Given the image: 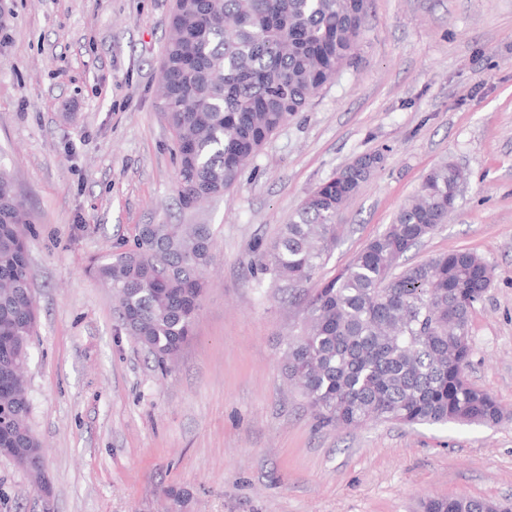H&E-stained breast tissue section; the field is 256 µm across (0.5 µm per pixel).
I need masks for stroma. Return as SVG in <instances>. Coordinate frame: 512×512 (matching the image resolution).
<instances>
[{"label":"stroma","mask_w":512,"mask_h":512,"mask_svg":"<svg viewBox=\"0 0 512 512\" xmlns=\"http://www.w3.org/2000/svg\"><path fill=\"white\" fill-rule=\"evenodd\" d=\"M172 0H0V165L30 212L37 302L29 425L50 490L0 456V512H420L428 496L512 500V0H372L349 67L199 211L175 192L156 88ZM381 168L337 219L330 280L391 224L423 176L466 173L414 263L477 254L468 376L494 427L318 426L285 377L299 322L255 270L313 188L357 156ZM208 224L216 261L173 369L119 327L92 258L143 224Z\"/></svg>","instance_id":"35a3bbf8"}]
</instances>
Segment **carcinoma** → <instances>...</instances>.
Here are the masks:
<instances>
[{
	"instance_id": "carcinoma-1",
	"label": "carcinoma",
	"mask_w": 512,
	"mask_h": 512,
	"mask_svg": "<svg viewBox=\"0 0 512 512\" xmlns=\"http://www.w3.org/2000/svg\"><path fill=\"white\" fill-rule=\"evenodd\" d=\"M370 0H176L161 65L160 112L172 133L183 209L224 194L266 141L354 56ZM369 172L353 161L312 190L257 270L292 288L312 281L336 246V219ZM463 171L430 170L393 223L338 274L295 300L304 314L284 371L316 419L336 428L495 426L502 409L471 384L470 318L491 284L478 255L400 260L455 210ZM27 212L0 167V449L26 472L45 450L29 427L19 373L35 332ZM214 258L209 224H149L132 246L97 258L121 326L159 364L192 335ZM423 512H512V502L428 497Z\"/></svg>"
}]
</instances>
